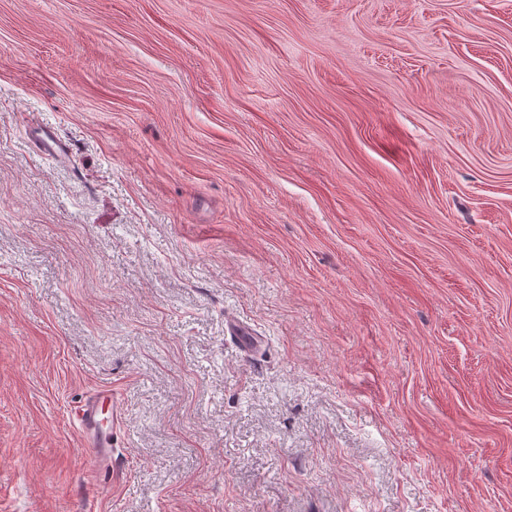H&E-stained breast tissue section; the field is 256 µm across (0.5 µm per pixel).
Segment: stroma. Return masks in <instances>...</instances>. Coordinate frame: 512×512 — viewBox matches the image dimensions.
I'll use <instances>...</instances> for the list:
<instances>
[{
	"instance_id": "obj_1",
	"label": "stroma",
	"mask_w": 512,
	"mask_h": 512,
	"mask_svg": "<svg viewBox=\"0 0 512 512\" xmlns=\"http://www.w3.org/2000/svg\"><path fill=\"white\" fill-rule=\"evenodd\" d=\"M0 512H512V0H0ZM29 137L34 147L47 157L63 161L69 157V147L57 132L47 126H34L29 130ZM112 418V392L108 389L96 391L76 411L83 446L103 469L112 468Z\"/></svg>"
}]
</instances>
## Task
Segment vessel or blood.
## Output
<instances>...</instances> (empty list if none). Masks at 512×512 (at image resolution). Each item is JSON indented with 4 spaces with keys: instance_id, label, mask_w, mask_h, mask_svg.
Instances as JSON below:
<instances>
[{
    "instance_id": "obj_1",
    "label": "vessel or blood",
    "mask_w": 512,
    "mask_h": 512,
    "mask_svg": "<svg viewBox=\"0 0 512 512\" xmlns=\"http://www.w3.org/2000/svg\"><path fill=\"white\" fill-rule=\"evenodd\" d=\"M29 137L40 153L58 161L68 159L69 148L54 129L34 126L29 130ZM112 418V392L108 389L96 391L76 411L83 445L104 469L112 466Z\"/></svg>"
}]
</instances>
